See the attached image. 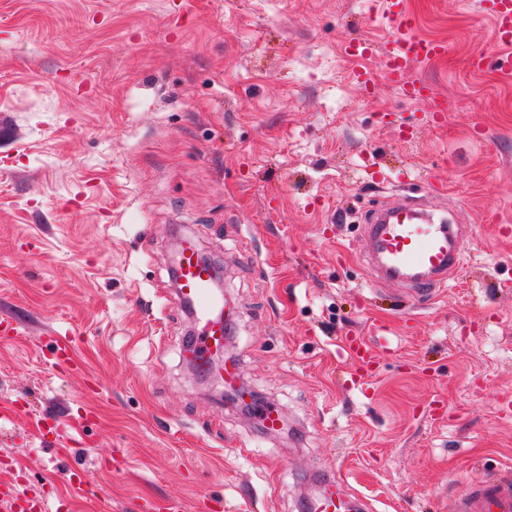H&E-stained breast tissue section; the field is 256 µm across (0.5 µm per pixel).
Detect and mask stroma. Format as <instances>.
Wrapping results in <instances>:
<instances>
[{
  "label": "stroma",
  "mask_w": 512,
  "mask_h": 512,
  "mask_svg": "<svg viewBox=\"0 0 512 512\" xmlns=\"http://www.w3.org/2000/svg\"><path fill=\"white\" fill-rule=\"evenodd\" d=\"M446 57L411 64L447 107L408 100L371 0H0V470L62 512H303L318 478L369 512H444L512 477V75L477 0H405ZM411 190L479 225L453 288L423 310L373 295L362 221ZM224 270L253 414L190 379L176 240ZM386 324L370 385L337 343ZM71 331L82 368L52 367ZM74 471L85 483L73 492Z\"/></svg>",
  "instance_id": "1"
}]
</instances>
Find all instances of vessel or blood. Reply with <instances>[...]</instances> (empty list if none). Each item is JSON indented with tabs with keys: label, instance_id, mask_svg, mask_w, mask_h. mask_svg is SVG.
<instances>
[{
	"label": "vessel or blood",
	"instance_id": "1",
	"mask_svg": "<svg viewBox=\"0 0 512 512\" xmlns=\"http://www.w3.org/2000/svg\"><path fill=\"white\" fill-rule=\"evenodd\" d=\"M479 10L492 21L493 39L500 48L490 64L511 75L512 0H479ZM380 12L396 26V34L378 49L365 40L349 42L346 55L361 62L373 51H380L398 89L410 99L426 97L427 86L410 80L406 70L414 61L443 58L448 52L447 45L410 34L411 21L404 0H380ZM363 233L372 280L380 286L405 287L409 302L416 307L431 305L456 280L468 260L461 226L449 223L444 215L432 217L416 197L406 196L374 210ZM177 281L180 298L194 304L193 355L206 358L223 348L225 327L213 314L220 301L212 292L209 270L196 258L193 242H186L182 248ZM343 346L355 362L360 383H367L375 367L370 343L365 337L354 336L345 339ZM336 487L333 481L326 484L317 501V512H354V504L343 499ZM0 498L24 501L25 512H53L48 500L25 497L5 476L0 478ZM449 512H512V480L482 482L456 499Z\"/></svg>",
	"mask_w": 512,
	"mask_h": 512
}]
</instances>
